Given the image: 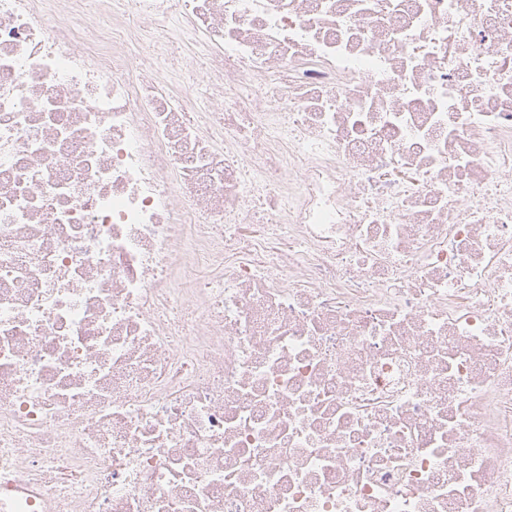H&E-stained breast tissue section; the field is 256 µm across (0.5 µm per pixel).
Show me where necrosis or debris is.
<instances>
[{
    "mask_svg": "<svg viewBox=\"0 0 512 512\" xmlns=\"http://www.w3.org/2000/svg\"><path fill=\"white\" fill-rule=\"evenodd\" d=\"M0 512H512V0H0ZM206 54L202 42L195 40H184L174 44L173 56L181 66V76L176 78L178 97L179 90L196 86L199 83L201 67Z\"/></svg>",
    "mask_w": 512,
    "mask_h": 512,
    "instance_id": "obj_1",
    "label": "necrosis or debris"
}]
</instances>
